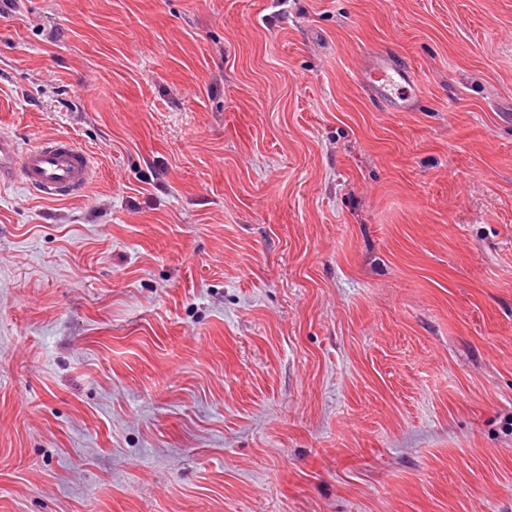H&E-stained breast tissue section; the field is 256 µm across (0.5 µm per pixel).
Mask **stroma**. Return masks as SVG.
I'll return each mask as SVG.
<instances>
[{"instance_id": "obj_1", "label": "stroma", "mask_w": 512, "mask_h": 512, "mask_svg": "<svg viewBox=\"0 0 512 512\" xmlns=\"http://www.w3.org/2000/svg\"><path fill=\"white\" fill-rule=\"evenodd\" d=\"M21 2L0 512H512V0ZM369 78V86L374 95L385 99L394 110L401 111L409 105L410 92H399L398 87L399 81L406 82L409 79L404 69L381 63L370 71ZM96 173L93 157L70 138L53 136L23 148L16 139L0 134V183L19 177L47 200L80 195Z\"/></svg>"}]
</instances>
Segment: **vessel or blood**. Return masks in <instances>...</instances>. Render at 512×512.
<instances>
[{
    "label": "vessel or blood",
    "instance_id": "1",
    "mask_svg": "<svg viewBox=\"0 0 512 512\" xmlns=\"http://www.w3.org/2000/svg\"><path fill=\"white\" fill-rule=\"evenodd\" d=\"M406 78L404 69L383 63L370 71L369 86L375 96L400 111L411 101L410 92L398 88ZM95 173L92 156L68 137L53 136L24 147L0 134L1 184L19 179L44 199L64 200L80 195Z\"/></svg>",
    "mask_w": 512,
    "mask_h": 512
}]
</instances>
